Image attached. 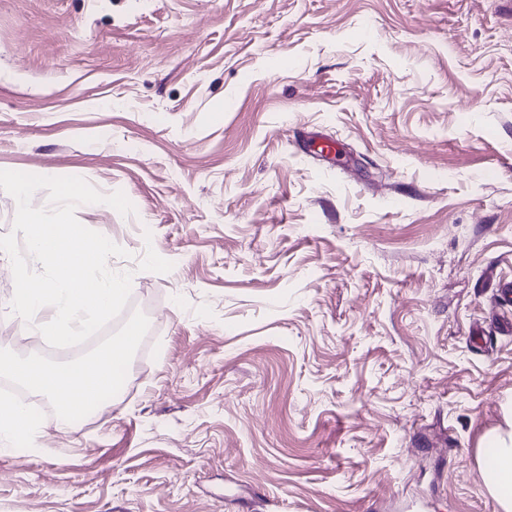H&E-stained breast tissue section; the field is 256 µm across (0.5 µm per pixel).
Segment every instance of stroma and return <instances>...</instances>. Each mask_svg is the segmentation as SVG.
<instances>
[{"label":"stroma","instance_id":"obj_1","mask_svg":"<svg viewBox=\"0 0 512 512\" xmlns=\"http://www.w3.org/2000/svg\"><path fill=\"white\" fill-rule=\"evenodd\" d=\"M0 170L134 206L76 210L123 313L0 358L138 331L90 430L38 397L0 512H500L512 0H0Z\"/></svg>","mask_w":512,"mask_h":512}]
</instances>
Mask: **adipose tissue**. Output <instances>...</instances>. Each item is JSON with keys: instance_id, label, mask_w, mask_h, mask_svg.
Here are the masks:
<instances>
[{"instance_id": "adipose-tissue-1", "label": "adipose tissue", "mask_w": 512, "mask_h": 512, "mask_svg": "<svg viewBox=\"0 0 512 512\" xmlns=\"http://www.w3.org/2000/svg\"><path fill=\"white\" fill-rule=\"evenodd\" d=\"M130 338L112 342L104 351L77 367H52L40 361L14 366L13 374L32 390L53 400L63 417L99 400L108 390L116 362L125 361Z\"/></svg>"}]
</instances>
